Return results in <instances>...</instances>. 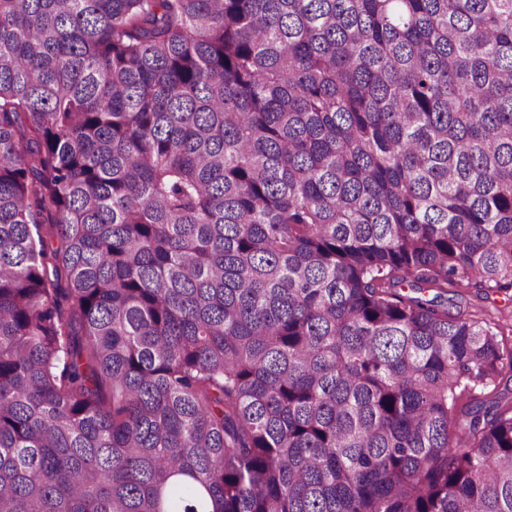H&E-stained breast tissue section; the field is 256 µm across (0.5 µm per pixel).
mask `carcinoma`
I'll return each instance as SVG.
<instances>
[{
	"instance_id": "obj_1",
	"label": "carcinoma",
	"mask_w": 512,
	"mask_h": 512,
	"mask_svg": "<svg viewBox=\"0 0 512 512\" xmlns=\"http://www.w3.org/2000/svg\"><path fill=\"white\" fill-rule=\"evenodd\" d=\"M512 0H0V512H512ZM456 290L462 291L461 295L463 300L460 306L463 314L473 316L490 314L492 316H496L500 315L497 309L503 310L505 313L508 312V309L505 308L507 306V302H504L505 297L502 294L489 292L487 297V295H485V290L481 294V291L477 288L461 289L448 286V297L454 296L457 293ZM482 297H484V299Z\"/></svg>"
}]
</instances>
